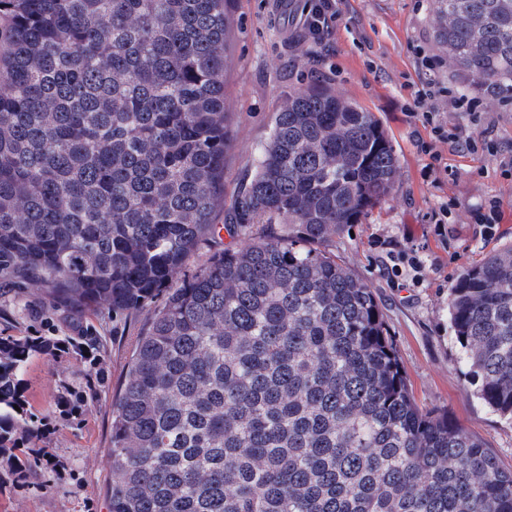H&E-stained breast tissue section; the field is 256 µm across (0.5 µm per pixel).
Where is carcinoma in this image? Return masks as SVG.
<instances>
[{"mask_svg": "<svg viewBox=\"0 0 512 512\" xmlns=\"http://www.w3.org/2000/svg\"><path fill=\"white\" fill-rule=\"evenodd\" d=\"M433 9L452 69L512 93V0ZM231 24L225 0H0L3 287L75 319L147 313L112 395L106 512H512V469L417 406L372 289L330 249L399 175L374 113L293 92L225 200ZM448 310L478 398L512 420V246ZM67 340L103 380L99 336ZM60 346L0 330L11 474L41 431L24 367Z\"/></svg>", "mask_w": 512, "mask_h": 512, "instance_id": "1", "label": "carcinoma"}]
</instances>
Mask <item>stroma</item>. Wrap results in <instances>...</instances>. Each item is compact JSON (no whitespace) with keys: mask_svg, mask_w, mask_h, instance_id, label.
<instances>
[{"mask_svg":"<svg viewBox=\"0 0 512 512\" xmlns=\"http://www.w3.org/2000/svg\"><path fill=\"white\" fill-rule=\"evenodd\" d=\"M305 3L292 0L284 9L278 0H226L233 28L224 98L234 124L224 155V194L232 196L253 174L272 118L289 93L314 79L325 80L373 112L399 158V177L391 198L370 209L352 229L337 234L330 247L374 291L419 405L448 413L511 469L512 423L474 396L456 363L448 290L491 246L512 244V176L501 167L512 159V111L492 115L499 155L473 158L443 151L451 172L443 187H435L422 174L430 158L420 143L428 132L407 116L418 51L442 53L432 0H348L335 33L322 44L304 40L295 22ZM493 201L500 206L502 220L489 245L481 236L482 216ZM443 204L448 207L444 245L428 221ZM413 246L429 260L423 281L396 285L385 269L386 254ZM88 319L100 336L106 384L89 410L66 417L57 397L63 384L79 382L74 354L29 361L24 372L27 398L44 429L36 445L46 449L49 460L28 475L23 487L0 491V512H106L112 393L125 373L131 339L145 320L140 317L116 328L104 311ZM54 328L73 336L79 324L66 319L50 299L20 314L12 294L0 296V330L37 335Z\"/></svg>","mask_w":512,"mask_h":512,"instance_id":"35a3bbf8","label":"stroma"}]
</instances>
